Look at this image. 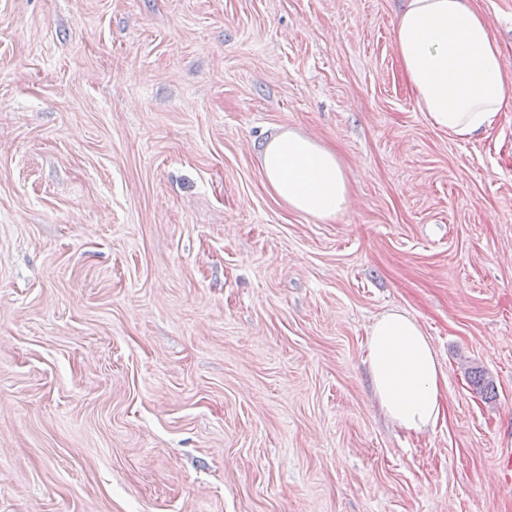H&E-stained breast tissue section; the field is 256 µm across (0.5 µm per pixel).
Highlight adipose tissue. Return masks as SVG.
Segmentation results:
<instances>
[{
	"label": "adipose tissue",
	"mask_w": 512,
	"mask_h": 512,
	"mask_svg": "<svg viewBox=\"0 0 512 512\" xmlns=\"http://www.w3.org/2000/svg\"><path fill=\"white\" fill-rule=\"evenodd\" d=\"M393 46L418 109L435 128L468 141L512 108V67L471 0H403ZM270 193L303 216L336 219L351 200L332 149L294 130L257 150ZM374 398L397 427L422 433L445 416L447 378L418 321L392 308L369 329L365 359Z\"/></svg>",
	"instance_id": "adipose-tissue-1"
}]
</instances>
